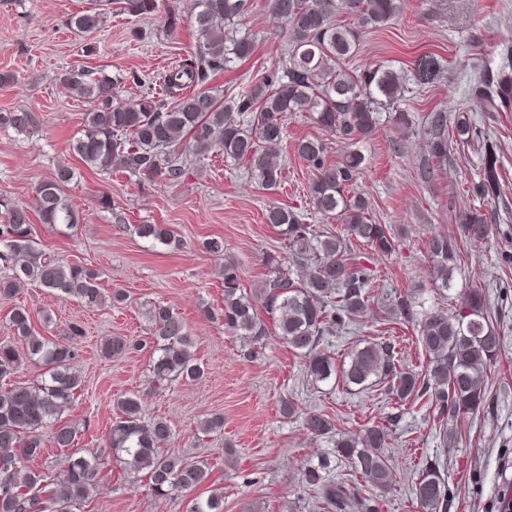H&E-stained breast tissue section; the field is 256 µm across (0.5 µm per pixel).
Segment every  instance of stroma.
I'll return each mask as SVG.
<instances>
[{
  "label": "stroma",
  "instance_id": "obj_1",
  "mask_svg": "<svg viewBox=\"0 0 512 512\" xmlns=\"http://www.w3.org/2000/svg\"><path fill=\"white\" fill-rule=\"evenodd\" d=\"M87 5L88 0H0V72L16 76L14 83L0 84V110L24 109L38 119L28 132L0 128V195L28 202L59 165L72 166L75 175L65 193L79 222L70 229L35 224L39 246L60 261L94 270L105 294L118 290L125 296L123 303L94 309L34 285L0 298V345L13 343L10 315L21 306L30 310L37 335L72 344L77 351L80 385L62 420L76 429L75 452L100 462L97 483L81 512H189L195 498H207L215 489L224 493V512H321L313 492L303 488L302 475L321 457L333 455L335 442L307 435L300 418L284 417V398L299 410L328 415L341 435L387 425L394 480L380 500V512H418L412 486L430 460L439 462L448 480L446 512H501L503 501L512 499V263L504 261L512 255V104L473 113L479 136L453 147L447 169L433 180L421 181L417 166L424 156V116L465 98L473 63L495 71L512 67V0H404L401 15L366 33L348 62L354 72L371 63L384 65L406 84L397 109L380 108L375 133L358 144L366 157L358 187L375 219L391 226L400 245L391 256L370 257V309L351 328L330 330L322 345L339 357L356 342L390 336L400 365L423 369L427 359L415 342L413 324L384 320L382 306L401 295L418 313L448 310L457 291L485 290L503 351L487 370L486 406L454 422L457 441L450 448L441 447L437 420L424 403L399 408L381 386L350 394L338 384L304 381L303 358L280 336L271 334L253 345L209 317L224 304L219 267L237 266L250 293L268 277L264 255H287L286 240L264 222L268 205L292 208L320 231L338 227L337 220L314 212L308 197L312 174L293 152L296 139L322 134L308 115L288 117L282 179L272 190L247 178L243 164L215 152L178 183L145 185L118 170L89 169L72 153L87 106L58 83L62 69L136 73L141 85L127 87L134 97L142 87L159 84L162 73L196 39L188 23L176 36H167L164 10L138 20L113 4L89 38L96 51L88 56L84 40L66 26L69 15ZM242 29L254 42L251 57L235 61L210 82L227 95L277 68L286 43L267 0H254ZM399 111L407 114L408 124L396 123ZM488 142L500 158V191L480 201L474 186ZM103 193L111 196L113 210L99 208ZM473 203L495 215L493 234L484 240L459 238L454 288L439 291L429 277L427 241L439 232L456 236L455 209ZM138 224L168 225L176 241L141 238L134 232ZM212 239L221 242V250L204 249ZM158 303L185 322L205 370L201 379L160 387L152 378L150 349L102 355L111 337L149 339L148 311ZM76 325L81 335H72ZM132 394L140 395L145 420L163 419L171 426L170 453L208 462L209 484L158 498L143 477L123 474L109 436L117 400ZM215 415L223 418V430L201 433L200 423Z\"/></svg>",
  "mask_w": 512,
  "mask_h": 512
}]
</instances>
